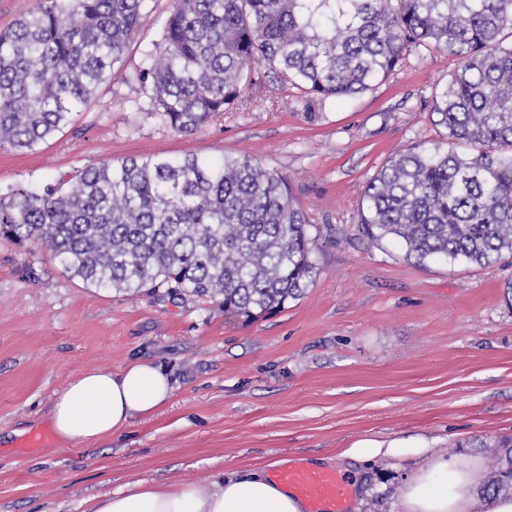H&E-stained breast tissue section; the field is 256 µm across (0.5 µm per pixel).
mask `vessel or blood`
Here are the masks:
<instances>
[{"label": "vessel or blood", "instance_id": "b4317fda", "mask_svg": "<svg viewBox=\"0 0 512 512\" xmlns=\"http://www.w3.org/2000/svg\"><path fill=\"white\" fill-rule=\"evenodd\" d=\"M271 479L294 492L304 503L306 512H348L351 492L349 479L329 469L304 465L273 469Z\"/></svg>", "mask_w": 512, "mask_h": 512}]
</instances>
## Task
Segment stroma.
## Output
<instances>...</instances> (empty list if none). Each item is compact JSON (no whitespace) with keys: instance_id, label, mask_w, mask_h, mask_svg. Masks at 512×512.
Here are the masks:
<instances>
[{"instance_id":"obj_1","label":"stroma","mask_w":512,"mask_h":512,"mask_svg":"<svg viewBox=\"0 0 512 512\" xmlns=\"http://www.w3.org/2000/svg\"><path fill=\"white\" fill-rule=\"evenodd\" d=\"M172 0H150L120 75L47 143L0 149V188L44 185L89 165L148 155H248L284 174L317 229L306 294L252 322L194 296L95 288L37 246L0 241V512H86L92 498L147 479L221 490L222 474L288 459L351 476L358 512H398L419 458L342 457L364 438L425 440L459 462L476 439L512 438V267L407 261L361 233L367 182L394 154L441 142L429 113L456 68L414 53L384 83L309 116L295 87L263 72L246 109L187 134L135 109L146 53ZM161 366L172 398L96 444L58 448L54 395L93 368Z\"/></svg>"}]
</instances>
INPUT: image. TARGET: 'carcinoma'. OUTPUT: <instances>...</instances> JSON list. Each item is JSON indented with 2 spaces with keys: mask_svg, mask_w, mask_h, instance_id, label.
I'll list each match as a JSON object with an SVG mask.
<instances>
[{
  "mask_svg": "<svg viewBox=\"0 0 512 512\" xmlns=\"http://www.w3.org/2000/svg\"><path fill=\"white\" fill-rule=\"evenodd\" d=\"M148 0H39L0 31V148L33 151L118 76ZM512 0H173L142 93L176 132L244 106L263 66L305 106L362 94L412 52L457 61L433 95L445 141L391 156L364 190L362 233L419 265L512 259ZM0 240L50 251L96 288L205 297L249 322L315 281L316 236L287 179L243 155L147 156L0 192ZM488 495L512 494V439Z\"/></svg>",
  "mask_w": 512,
  "mask_h": 512,
  "instance_id": "carcinoma-1",
  "label": "carcinoma"
}]
</instances>
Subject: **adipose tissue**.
Wrapping results in <instances>:
<instances>
[{
    "instance_id": "adipose-tissue-1",
    "label": "adipose tissue",
    "mask_w": 512,
    "mask_h": 512,
    "mask_svg": "<svg viewBox=\"0 0 512 512\" xmlns=\"http://www.w3.org/2000/svg\"><path fill=\"white\" fill-rule=\"evenodd\" d=\"M172 395L168 375L148 362L133 361L117 372L87 370L55 394L51 424L61 444H91L119 433L134 416L153 414ZM343 454L362 463L412 454L427 457L426 466L404 484L401 512H512V496L481 494L486 476L479 461L461 463L402 440H360ZM89 512H305V507L260 468L225 476L218 493L198 483L139 480L130 490L95 498Z\"/></svg>"
}]
</instances>
